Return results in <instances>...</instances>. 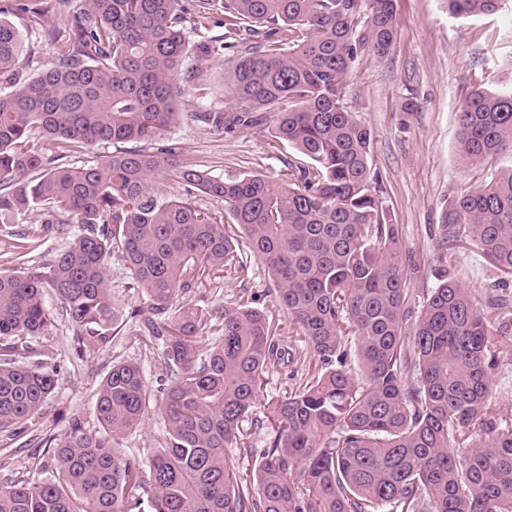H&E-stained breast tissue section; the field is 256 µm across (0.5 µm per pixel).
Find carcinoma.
I'll list each match as a JSON object with an SVG mask.
<instances>
[{"mask_svg":"<svg viewBox=\"0 0 512 512\" xmlns=\"http://www.w3.org/2000/svg\"><path fill=\"white\" fill-rule=\"evenodd\" d=\"M71 2L55 0L48 26L56 62L22 82L15 67L32 46L0 20V80L12 84L0 93V223L49 214L11 234L17 259L42 248L53 225H76L49 263L0 272V432L24 433L55 389L54 369L27 362L50 325L45 291L81 353L114 335L116 257L147 298L144 328L170 376L159 405L166 438L144 457L118 451L144 424L151 395L140 366L114 361L96 403L111 438L72 422L54 478L0 482V512H512V426L498 417L489 340V315L506 330L512 310L497 299L485 312L446 277L413 315L414 257L380 201L371 129L345 103L357 55L382 57L397 37L394 0H224L227 41L200 51L229 53L230 106L194 117L226 133L269 123L273 141L304 158L277 179L229 181L182 163L173 147L71 164L99 145L155 140L177 116L174 92L195 80L182 71L178 0ZM500 2L448 0V12L489 15ZM17 9L42 17L40 0ZM457 121L464 163L511 149L512 84L472 87ZM34 130L54 143L52 155ZM161 172L224 203L231 223L158 200L148 183ZM440 228V258L469 238L512 275V168L461 192ZM250 256L272 276L267 305L248 288L219 316L177 303L195 270L240 276ZM278 313L295 329L288 350ZM275 364L288 367L289 388L252 467L245 424Z\"/></svg>","mask_w":512,"mask_h":512,"instance_id":"obj_1","label":"carcinoma"}]
</instances>
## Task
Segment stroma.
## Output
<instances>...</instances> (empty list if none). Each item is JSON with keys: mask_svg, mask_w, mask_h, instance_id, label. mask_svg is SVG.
<instances>
[{"mask_svg": "<svg viewBox=\"0 0 512 512\" xmlns=\"http://www.w3.org/2000/svg\"><path fill=\"white\" fill-rule=\"evenodd\" d=\"M180 6L189 46L184 66L195 70L197 78L190 92L177 96L179 116L161 134L157 147H175L185 163L223 179L245 174L278 177L296 152L285 145L273 146L267 127L228 134L195 120L197 104L213 112L225 107L224 57L197 49L200 42L223 39L224 0H180ZM396 19L398 36L389 53L382 58L364 54L355 61L345 102L372 131L371 164L381 179L380 197L399 224L407 250L419 262L410 286L418 298H426L447 270L469 288L478 305L500 294L512 299V279L481 257L473 244L460 243L449 250L447 263L437 261L443 208L461 191L480 184L491 171L512 167L508 153L476 169L460 162L456 152V112L472 86L480 81L494 88L512 81V0H505L500 13L472 18L452 17L447 0H396ZM408 100L414 102L415 109L405 115L401 106ZM149 187L160 200H185L217 218L226 216L223 203L198 189L161 176L152 177ZM73 232L72 225H63L39 251L20 262L8 253L7 237L1 231L0 269L43 266ZM244 286L262 293L272 288L273 282L265 267L254 260L245 280L228 279L220 285L206 277L184 300L217 314L237 299ZM45 302L53 324L37 348L42 362L56 367L57 385L25 433H0V481L52 479L53 448L72 421L80 420L87 430H98L97 390L114 359L142 368L154 400L162 399L168 384L157 345L144 335L139 319L126 318L106 348L80 356L60 303L50 296ZM491 331L497 354L493 394L500 418L510 423L512 335H503L496 325Z\"/></svg>", "mask_w": 512, "mask_h": 512, "instance_id": "1", "label": "stroma"}]
</instances>
